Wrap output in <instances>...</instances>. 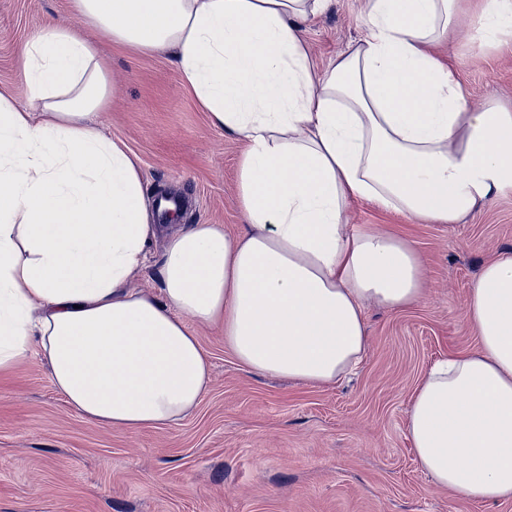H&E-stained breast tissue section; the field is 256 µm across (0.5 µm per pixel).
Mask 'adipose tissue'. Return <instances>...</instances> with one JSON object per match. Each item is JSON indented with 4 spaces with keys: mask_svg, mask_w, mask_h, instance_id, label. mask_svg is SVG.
Returning <instances> with one entry per match:
<instances>
[{
    "mask_svg": "<svg viewBox=\"0 0 512 512\" xmlns=\"http://www.w3.org/2000/svg\"><path fill=\"white\" fill-rule=\"evenodd\" d=\"M331 0H71L23 50L29 105L0 89V373L32 356L87 421L178 423L210 384L187 321L217 327L254 373L336 384L363 360L367 305L423 293L420 255L381 227L349 231L352 200L454 224L512 183V112L471 111L428 50L460 0H367V36L315 73L299 20ZM487 43L512 0H485ZM174 49L213 126L247 143L236 234L171 236L153 295L131 288L155 236L139 163L87 121L107 106L103 41ZM465 321L476 350L436 362L406 432L424 472L488 507L512 500V252L485 264Z\"/></svg>",
    "mask_w": 512,
    "mask_h": 512,
    "instance_id": "obj_1",
    "label": "adipose tissue"
}]
</instances>
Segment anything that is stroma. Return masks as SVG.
I'll use <instances>...</instances> for the list:
<instances>
[{"instance_id": "1", "label": "stroma", "mask_w": 512, "mask_h": 512, "mask_svg": "<svg viewBox=\"0 0 512 512\" xmlns=\"http://www.w3.org/2000/svg\"><path fill=\"white\" fill-rule=\"evenodd\" d=\"M477 0L432 51L451 62L472 108L512 111V37L480 43ZM365 0H332L300 21L310 62L324 70L366 34ZM80 27L70 0H0V88L27 104L21 49L38 26ZM112 96L95 126L137 156L147 205L184 207L151 243L131 287L158 293L168 234L193 224L229 233L246 222L238 162L246 143L214 127L171 55L105 44ZM350 230L403 232L425 267L423 295L400 311L365 310L369 345L357 373L332 386L257 375L215 328L194 326L211 363L197 409L163 429L129 432L86 421L33 358L0 377V512H512L436 485L418 465L405 420L422 374L452 351L475 349L467 291L482 267L512 251V185L456 224H427L355 201Z\"/></svg>"}]
</instances>
